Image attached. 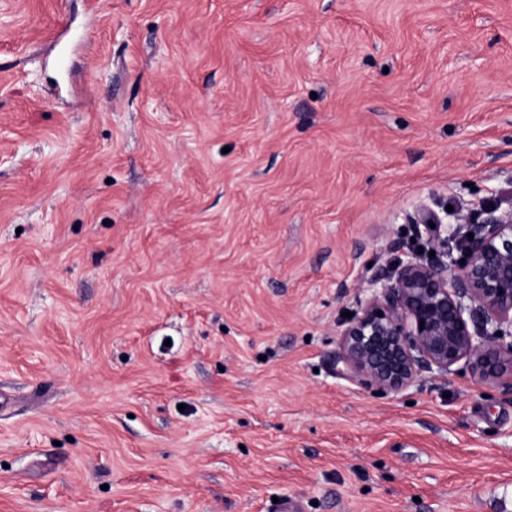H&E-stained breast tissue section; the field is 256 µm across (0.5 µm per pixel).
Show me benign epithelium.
Here are the masks:
<instances>
[{
    "instance_id": "7a95c632",
    "label": "benign epithelium",
    "mask_w": 512,
    "mask_h": 512,
    "mask_svg": "<svg viewBox=\"0 0 512 512\" xmlns=\"http://www.w3.org/2000/svg\"><path fill=\"white\" fill-rule=\"evenodd\" d=\"M424 254L374 279L341 332L347 374L383 390L421 370L474 364L512 389V210L482 207L475 224L425 225ZM473 237H468V234Z\"/></svg>"
}]
</instances>
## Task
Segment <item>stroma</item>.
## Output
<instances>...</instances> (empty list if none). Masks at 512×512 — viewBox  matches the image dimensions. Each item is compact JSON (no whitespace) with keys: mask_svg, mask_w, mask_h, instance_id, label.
I'll return each instance as SVG.
<instances>
[{"mask_svg":"<svg viewBox=\"0 0 512 512\" xmlns=\"http://www.w3.org/2000/svg\"><path fill=\"white\" fill-rule=\"evenodd\" d=\"M512 204V0H0V512H512V392L345 312Z\"/></svg>","mask_w":512,"mask_h":512,"instance_id":"35a3bbf8","label":"stroma"}]
</instances>
